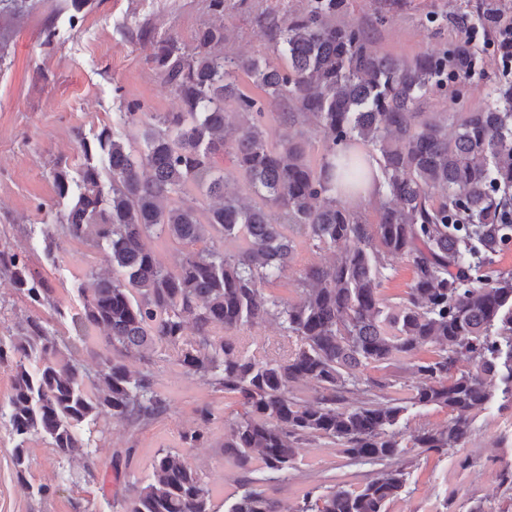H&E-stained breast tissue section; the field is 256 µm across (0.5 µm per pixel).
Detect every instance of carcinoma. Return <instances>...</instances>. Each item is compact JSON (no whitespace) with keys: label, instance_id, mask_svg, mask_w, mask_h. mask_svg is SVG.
I'll use <instances>...</instances> for the list:
<instances>
[{"label":"carcinoma","instance_id":"1","mask_svg":"<svg viewBox=\"0 0 512 512\" xmlns=\"http://www.w3.org/2000/svg\"><path fill=\"white\" fill-rule=\"evenodd\" d=\"M344 7L345 0H308L300 14H260L281 67L224 53L222 23L202 31L191 50L166 41L152 61L184 111L130 106L127 125L143 128L137 154L113 132L80 141L87 159L80 193L58 231L92 240L112 263V276L84 289L77 317L83 328L106 331L108 354L89 391L79 362L59 358L73 343L40 317L0 336V365L14 370L0 417L15 439L19 477L28 470L33 436L62 458L86 459L81 424L110 414L138 428L165 414L151 357L143 355L159 342L186 373L242 407L231 419L212 403L197 408L194 426L180 435L183 447L205 443L220 422L224 454L245 474L258 465L286 474L303 447L320 441L377 465L362 484L309 492L292 512H389L406 486V473L392 461L406 453L408 405L448 410L446 427H420L407 440L446 455L468 439L474 411L498 393L512 401V270L489 267L512 241V86L498 89L493 109L426 119L414 111L416 101L447 89L454 73L472 69V57L460 47L451 59L446 51L411 62L380 55L363 26L336 21ZM241 74L264 97L241 91ZM272 103L282 107L284 125L304 123L322 136L319 165L292 140L270 138L261 118ZM226 104L235 108L234 126ZM357 145L380 169L375 224L336 196L367 177L355 155H344L339 167L332 162L338 150ZM220 155L230 157L234 177L217 166ZM194 185L205 188L209 208H197ZM151 236L186 247L174 268L146 246ZM299 237L339 253L329 266L301 271L290 301L270 286L286 275ZM397 256L411 262L413 282L393 306L380 286ZM0 273L32 308L53 304L52 289L31 272L26 255L7 245ZM270 319L300 342L286 360L246 356L217 333ZM431 345V354L419 356ZM136 353L146 367L132 371L121 357ZM462 357L471 368L458 367ZM33 359L40 367L31 370ZM392 361L416 375L406 398L388 395L394 381L363 374ZM302 380L312 384L311 402L297 393ZM355 392L361 400L349 401ZM134 453L113 455L121 486L114 507L212 512L211 489L184 454L158 451L141 487L121 469V458ZM255 482L246 481L227 512H282Z\"/></svg>","mask_w":512,"mask_h":512}]
</instances>
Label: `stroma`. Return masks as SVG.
Here are the masks:
<instances>
[{
	"instance_id": "obj_1",
	"label": "stroma",
	"mask_w": 512,
	"mask_h": 512,
	"mask_svg": "<svg viewBox=\"0 0 512 512\" xmlns=\"http://www.w3.org/2000/svg\"><path fill=\"white\" fill-rule=\"evenodd\" d=\"M276 0H231L224 16L209 0H25L16 11L0 0V244L22 250L31 271L52 288L57 308L32 307L7 278L0 276V302L6 323L17 327L28 315L39 314L50 330L75 338L78 357L95 371L107 352L99 329L78 330L82 290L92 274L111 273L103 249L58 234L61 214L80 192L86 157L80 140L94 141L105 129L139 139L138 129L125 126L129 104L145 112H179V97L165 85L150 60L156 41L171 37L180 47L193 48L199 31L220 23L224 50L244 57L269 54L256 18L276 9ZM512 8V0H347L343 20L368 30L371 47L399 60L453 48L459 43L457 20L479 21L483 12ZM440 25L426 26L429 15ZM493 52L476 59L474 73L460 76L447 92L420 98L415 109L443 118L494 106L493 87L505 86ZM263 123L276 140L301 141L306 157L319 164L324 144L305 124L284 127L275 107ZM63 168L71 181V197L59 198L53 171ZM330 249L298 244L292 265L273 292L295 298L294 280L312 265L333 261ZM239 349L248 355L284 360L296 349V338L268 320L234 332ZM157 389L168 410L157 420L133 429L103 414L84 423L80 432L90 443L89 456L98 479L89 481L82 459H58L46 440L34 437L26 454L30 469L19 480L13 461L14 441L0 418V512H113L111 460L114 452L134 449L131 474L146 480L150 463L161 448L181 446L180 433L193 426L195 410L218 403L221 393L184 373L174 360L157 361ZM223 424L211 429L209 442L185 450L186 457L212 490L213 512H225L228 499L240 493L238 472L224 455ZM407 483L391 512H512V485L504 480L512 469V403L497 399L475 411L471 435L456 455L437 456L412 449L395 461ZM372 467L351 462L333 446L316 443L301 452L298 468L267 482L265 488L286 512L310 491L360 483ZM48 484L52 494L32 496L28 484Z\"/></svg>"
}]
</instances>
